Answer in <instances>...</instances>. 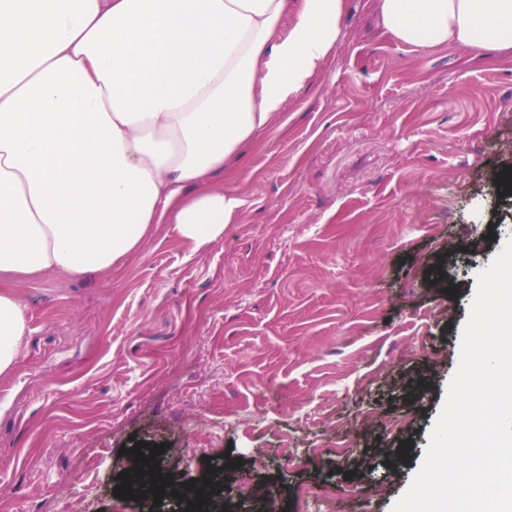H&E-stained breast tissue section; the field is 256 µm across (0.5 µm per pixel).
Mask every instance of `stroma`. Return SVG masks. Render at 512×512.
<instances>
[{"mask_svg":"<svg viewBox=\"0 0 512 512\" xmlns=\"http://www.w3.org/2000/svg\"><path fill=\"white\" fill-rule=\"evenodd\" d=\"M510 166L512 49L416 51L346 0L335 57L213 177L243 201L223 240L157 224L106 272L13 283L0 512H174L115 495L144 440L173 487L222 466L224 512H391L512 237ZM27 336L26 307L12 291L0 289V374L14 365Z\"/></svg>","mask_w":512,"mask_h":512,"instance_id":"stroma-1","label":"stroma"}]
</instances>
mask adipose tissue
<instances>
[{
	"instance_id": "1",
	"label": "adipose tissue",
	"mask_w": 512,
	"mask_h": 512,
	"mask_svg": "<svg viewBox=\"0 0 512 512\" xmlns=\"http://www.w3.org/2000/svg\"><path fill=\"white\" fill-rule=\"evenodd\" d=\"M415 50L512 49V0H376ZM345 0H0V281L81 277L152 225L202 249L242 206L211 183L335 55ZM29 334L0 288V374Z\"/></svg>"
}]
</instances>
